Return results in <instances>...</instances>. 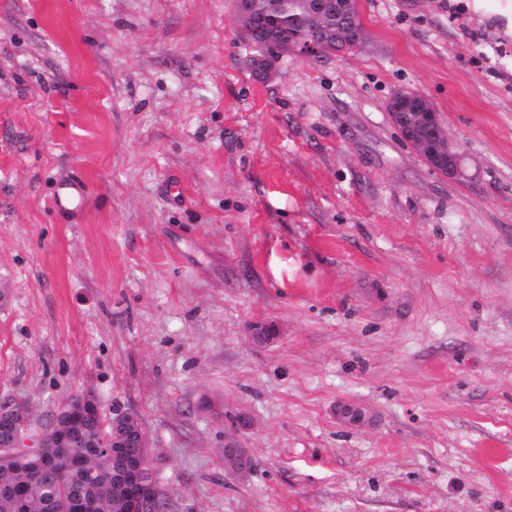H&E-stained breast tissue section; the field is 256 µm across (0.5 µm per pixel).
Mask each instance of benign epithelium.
I'll return each instance as SVG.
<instances>
[{"label": "benign epithelium", "mask_w": 512, "mask_h": 512, "mask_svg": "<svg viewBox=\"0 0 512 512\" xmlns=\"http://www.w3.org/2000/svg\"><path fill=\"white\" fill-rule=\"evenodd\" d=\"M303 12L313 20L309 35L299 39L292 33L280 32L269 48L250 55L249 65L256 76L271 79L276 72L275 58L291 55L296 58H326L323 38L330 30L319 26V20L334 14L345 17L341 34L359 42L365 39L364 29L354 14L346 11L355 0H297ZM239 25L249 32L255 23L251 0H242L238 13ZM387 113L402 141L410 145L431 169L456 181L462 177V155L448 135L431 100L421 92L401 89L387 103ZM102 410L97 396L83 389L64 399L54 418L37 432L31 431V414L27 403L10 399L0 403V431L7 438L0 442V455L5 457L22 476L17 488L22 494L11 497L13 512H25L26 491L39 484L55 468L50 455L40 448H74L68 462L88 479L80 492H68L59 502V512H99V502L93 492L97 472L94 459L99 452H110L118 460V476L112 483L117 512H163L165 510L158 487L150 442L138 414L133 410H117L108 418V435L88 436L87 421L98 419ZM255 464L251 449L233 435L224 441V471L244 476Z\"/></svg>", "instance_id": "1"}]
</instances>
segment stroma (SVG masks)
Returning a JSON list of instances; mask_svg holds the SVG:
<instances>
[{
	"instance_id": "1",
	"label": "stroma",
	"mask_w": 512,
	"mask_h": 512,
	"mask_svg": "<svg viewBox=\"0 0 512 512\" xmlns=\"http://www.w3.org/2000/svg\"><path fill=\"white\" fill-rule=\"evenodd\" d=\"M506 5L358 0L362 47L262 83L233 0H0V402L136 411L170 512H512ZM386 109L402 141L410 145L428 167L448 180L462 177V155L426 95L414 90H398L389 99ZM87 203L85 183L78 178L57 183L53 206L62 213L75 215L83 211ZM255 464L250 448H246L235 435H230L224 441V471L228 474L244 476Z\"/></svg>"
}]
</instances>
